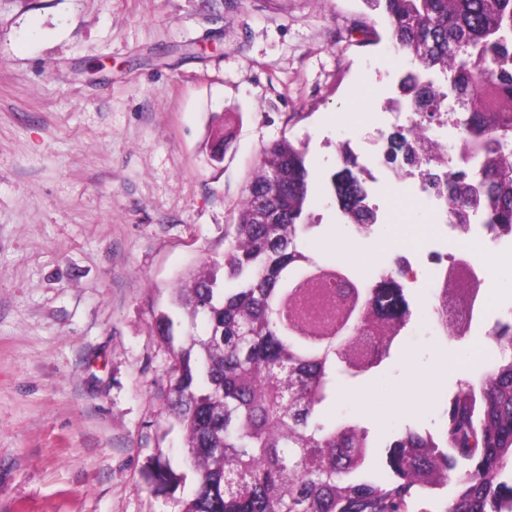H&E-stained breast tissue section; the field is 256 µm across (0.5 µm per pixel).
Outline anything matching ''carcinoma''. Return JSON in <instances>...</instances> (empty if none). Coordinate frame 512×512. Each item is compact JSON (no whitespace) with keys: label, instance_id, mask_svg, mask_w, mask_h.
<instances>
[{"label":"carcinoma","instance_id":"carcinoma-1","mask_svg":"<svg viewBox=\"0 0 512 512\" xmlns=\"http://www.w3.org/2000/svg\"><path fill=\"white\" fill-rule=\"evenodd\" d=\"M364 2L411 57L402 95L430 122L451 112L459 146L481 154L475 167L449 169L446 187L432 174L447 166L443 158L429 163L424 181L448 194L452 223L478 214L512 231V0ZM434 71L454 74L453 98L422 78ZM426 141L419 122L392 134L386 154L420 160ZM262 156L224 263L190 276L155 320L171 352L168 411L191 470L159 457L153 483L171 493L191 483L180 512H512V320L488 331L497 358L448 398L440 434H396L386 445L391 477L373 480L369 431L325 413L340 378L377 371L410 323L404 261L369 278L305 250L318 228L308 211L306 146L284 137ZM361 170L347 156L333 188L346 223L370 230L377 212ZM478 292L457 271L446 278L432 309L451 340L462 339L470 319L450 320L448 310L460 312ZM450 483L451 499L434 497Z\"/></svg>","mask_w":512,"mask_h":512}]
</instances>
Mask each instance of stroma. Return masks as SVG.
Wrapping results in <instances>:
<instances>
[{"label": "stroma", "instance_id": "1", "mask_svg": "<svg viewBox=\"0 0 512 512\" xmlns=\"http://www.w3.org/2000/svg\"><path fill=\"white\" fill-rule=\"evenodd\" d=\"M409 60L362 0H0V512H179L147 479L156 456L185 470L167 411L169 351L158 309L189 272L223 261L264 145L305 142L307 246L357 242L358 270L392 258L395 235L336 221V149L367 154L405 125L367 121ZM366 88V109L352 90ZM227 149L209 160L214 116ZM413 315L383 369L355 382L369 407L329 420L368 428L369 473L410 428L438 434L446 401L482 365L473 349L512 312V286L481 289L466 338L446 340L434 294L409 284ZM453 363L438 393L424 367Z\"/></svg>", "mask_w": 512, "mask_h": 512}]
</instances>
